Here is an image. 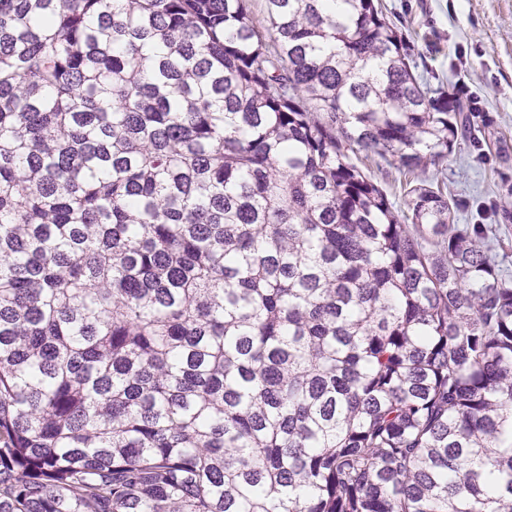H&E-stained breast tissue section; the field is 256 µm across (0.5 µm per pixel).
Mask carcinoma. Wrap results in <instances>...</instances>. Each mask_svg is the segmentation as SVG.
Instances as JSON below:
<instances>
[{"label":"carcinoma","mask_w":512,"mask_h":512,"mask_svg":"<svg viewBox=\"0 0 512 512\" xmlns=\"http://www.w3.org/2000/svg\"><path fill=\"white\" fill-rule=\"evenodd\" d=\"M250 2L0 0V512H512L461 98L379 0ZM380 166L377 163L370 164V172L372 178L387 192L388 196L395 200L398 205L403 207V195L400 188V180L402 179L398 171L393 168Z\"/></svg>","instance_id":"1"}]
</instances>
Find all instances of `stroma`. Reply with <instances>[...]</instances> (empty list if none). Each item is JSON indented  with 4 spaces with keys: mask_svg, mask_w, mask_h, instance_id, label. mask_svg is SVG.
Here are the masks:
<instances>
[{
    "mask_svg": "<svg viewBox=\"0 0 512 512\" xmlns=\"http://www.w3.org/2000/svg\"><path fill=\"white\" fill-rule=\"evenodd\" d=\"M418 73L474 104L476 139L462 140L441 177L461 224H494L512 273V222L493 207L512 187V0H383Z\"/></svg>",
    "mask_w": 512,
    "mask_h": 512,
    "instance_id": "stroma-1",
    "label": "stroma"
}]
</instances>
